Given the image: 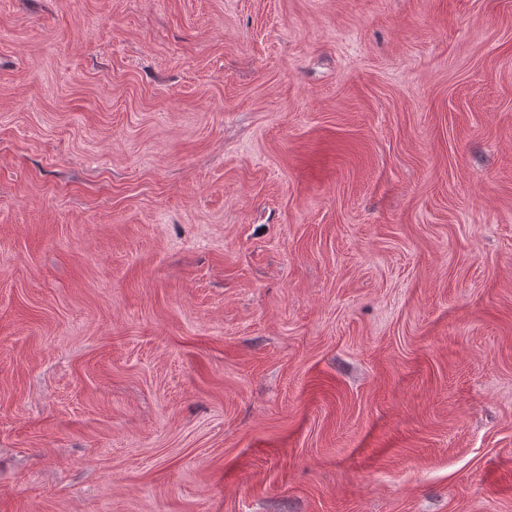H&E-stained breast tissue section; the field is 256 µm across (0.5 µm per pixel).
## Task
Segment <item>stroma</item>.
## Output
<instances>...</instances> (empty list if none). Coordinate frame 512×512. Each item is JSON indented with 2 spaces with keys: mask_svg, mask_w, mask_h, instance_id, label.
<instances>
[{
  "mask_svg": "<svg viewBox=\"0 0 512 512\" xmlns=\"http://www.w3.org/2000/svg\"><path fill=\"white\" fill-rule=\"evenodd\" d=\"M0 512H512V0H0Z\"/></svg>",
  "mask_w": 512,
  "mask_h": 512,
  "instance_id": "1",
  "label": "stroma"
}]
</instances>
